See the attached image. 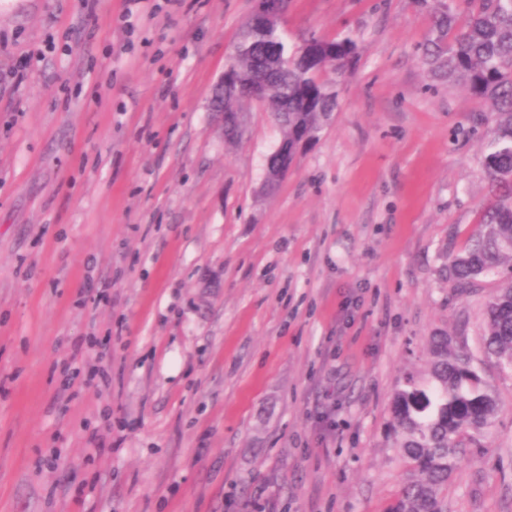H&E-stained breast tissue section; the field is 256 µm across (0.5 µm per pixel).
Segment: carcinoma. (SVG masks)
I'll return each instance as SVG.
<instances>
[{"mask_svg": "<svg viewBox=\"0 0 512 512\" xmlns=\"http://www.w3.org/2000/svg\"><path fill=\"white\" fill-rule=\"evenodd\" d=\"M430 18L418 46L424 65L436 77L464 87L486 104L490 140L483 156L489 180L480 227L449 257L448 281L458 294L469 293L480 278L504 267L509 276L485 303L486 359L512 367V0H417ZM355 38L314 35L287 45L284 32L266 27L256 13L246 20L227 66L236 82L218 87L224 100V142L244 134L236 121L247 87H267L264 105L281 132V142L300 148L314 140L338 108L337 81L357 54ZM428 378L408 375L391 395L390 425L406 463L403 483L387 512H448V483L463 457L501 409L484 382L468 336L435 332L428 338Z\"/></svg>", "mask_w": 512, "mask_h": 512, "instance_id": "obj_1", "label": "carcinoma"}]
</instances>
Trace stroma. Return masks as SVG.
<instances>
[{
  "label": "stroma",
  "instance_id": "stroma-1",
  "mask_svg": "<svg viewBox=\"0 0 512 512\" xmlns=\"http://www.w3.org/2000/svg\"><path fill=\"white\" fill-rule=\"evenodd\" d=\"M255 0H0V512H386L389 400L456 294L486 114L434 80L416 0H290L289 44L352 33L339 107L274 191L280 131L213 89ZM448 512H512V370ZM98 434L104 450L90 444Z\"/></svg>",
  "mask_w": 512,
  "mask_h": 512
}]
</instances>
